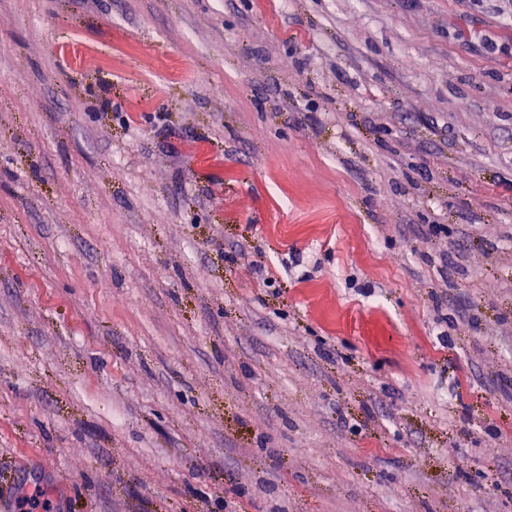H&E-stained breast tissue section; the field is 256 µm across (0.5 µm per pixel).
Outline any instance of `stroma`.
Segmentation results:
<instances>
[{
	"mask_svg": "<svg viewBox=\"0 0 512 512\" xmlns=\"http://www.w3.org/2000/svg\"><path fill=\"white\" fill-rule=\"evenodd\" d=\"M37 489L512 512V0H0V512Z\"/></svg>",
	"mask_w": 512,
	"mask_h": 512,
	"instance_id": "35a3bbf8",
	"label": "stroma"
}]
</instances>
